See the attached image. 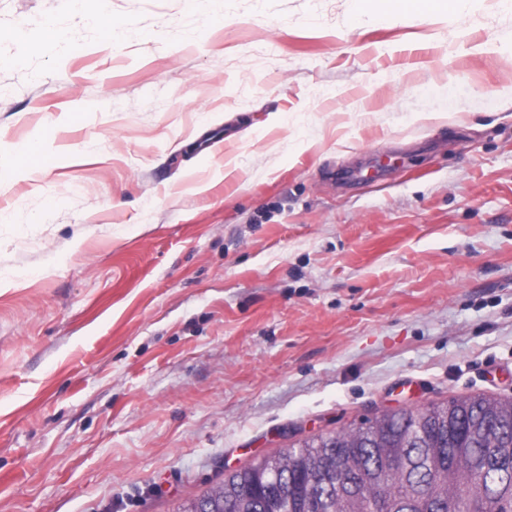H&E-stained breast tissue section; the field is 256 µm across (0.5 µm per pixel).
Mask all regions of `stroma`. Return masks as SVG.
<instances>
[{"label":"stroma","instance_id":"obj_1","mask_svg":"<svg viewBox=\"0 0 512 512\" xmlns=\"http://www.w3.org/2000/svg\"><path fill=\"white\" fill-rule=\"evenodd\" d=\"M2 210L0 512L512 400V10L0 0Z\"/></svg>","mask_w":512,"mask_h":512}]
</instances>
